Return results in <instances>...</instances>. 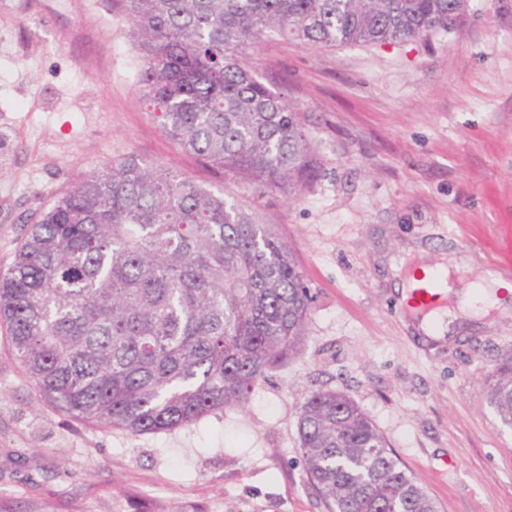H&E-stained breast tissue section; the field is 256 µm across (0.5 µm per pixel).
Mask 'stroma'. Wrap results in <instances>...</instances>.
Wrapping results in <instances>:
<instances>
[{"mask_svg":"<svg viewBox=\"0 0 512 512\" xmlns=\"http://www.w3.org/2000/svg\"><path fill=\"white\" fill-rule=\"evenodd\" d=\"M135 43L113 0H0V270L32 213L134 153L273 225L313 297L305 342L245 405L131 434L40 398L0 323V512H325L297 432L317 389L367 413L438 512H512V428L481 387L512 352V292L435 345L396 290L453 262L451 308L488 272L512 281V0H467L460 26L400 44L250 48L321 170L295 196L168 139Z\"/></svg>","mask_w":512,"mask_h":512,"instance_id":"35a3bbf8","label":"stroma"}]
</instances>
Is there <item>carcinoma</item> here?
Here are the masks:
<instances>
[{"label": "carcinoma", "mask_w": 512, "mask_h": 512, "mask_svg": "<svg viewBox=\"0 0 512 512\" xmlns=\"http://www.w3.org/2000/svg\"><path fill=\"white\" fill-rule=\"evenodd\" d=\"M141 98L207 169L298 193L316 175L284 94L245 58L266 36L396 44L457 25L465 0H116ZM312 297L288 246L235 201L130 154L41 209L0 271V321L39 395L85 423L168 432L245 404L297 352ZM512 427V354L483 381ZM298 437L327 512H437L365 412L310 392Z\"/></svg>", "instance_id": "carcinoma-1"}]
</instances>
